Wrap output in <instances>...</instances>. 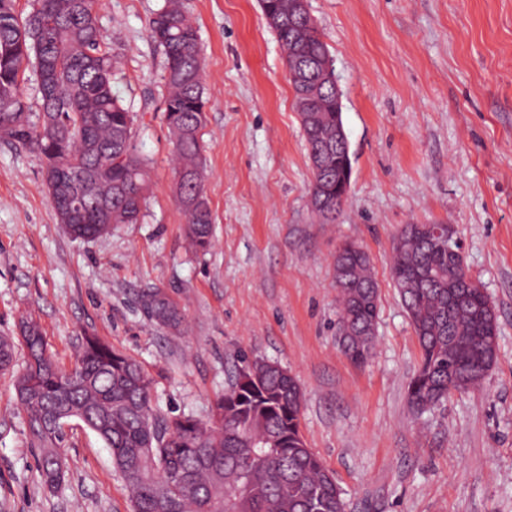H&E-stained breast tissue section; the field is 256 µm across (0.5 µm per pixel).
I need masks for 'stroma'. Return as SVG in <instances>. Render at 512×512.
<instances>
[{"mask_svg": "<svg viewBox=\"0 0 512 512\" xmlns=\"http://www.w3.org/2000/svg\"><path fill=\"white\" fill-rule=\"evenodd\" d=\"M200 35L210 247L196 249L175 191L163 114L164 56L149 21L164 0H98L119 64L113 89L138 111L152 161L143 216L83 240L56 218L30 147L0 141V336L23 318L72 367L93 334L155 380L164 416L208 419L242 359L299 381L301 429L344 492L345 512H512V0H309L334 58L352 159L335 222L309 206L312 171L287 67L259 0H181ZM448 224L496 306L498 355L475 391L414 415L421 349L393 284L404 225ZM370 255L376 344L356 365L336 341L334 260ZM179 307L173 331L141 297ZM67 476L41 480L14 376L0 372V512H131L98 436L70 423Z\"/></svg>", "mask_w": 512, "mask_h": 512, "instance_id": "1", "label": "stroma"}]
</instances>
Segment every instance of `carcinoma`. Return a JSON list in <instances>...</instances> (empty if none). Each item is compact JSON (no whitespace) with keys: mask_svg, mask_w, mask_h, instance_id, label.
I'll list each match as a JSON object with an SVG mask.
<instances>
[{"mask_svg":"<svg viewBox=\"0 0 512 512\" xmlns=\"http://www.w3.org/2000/svg\"><path fill=\"white\" fill-rule=\"evenodd\" d=\"M264 16L285 57H316L326 45L316 28L291 31L277 22L286 0H262ZM162 47L167 94L163 112L175 149L176 193L191 242L206 249L212 216L204 197L199 132L207 104L198 30L166 0L149 23ZM35 63L40 111L31 112L21 85ZM115 59L101 31L96 0H32L19 20L15 0H0V139L32 147L45 159L44 182L59 223L75 238L95 239L114 224H136L149 188L150 158L137 138L138 114L114 93ZM315 120L303 126L318 150L311 162V204L336 199V106L323 93L308 102ZM80 204L70 214L60 191ZM431 224H407L393 243L392 278L421 349L407 386L422 415L451 391L478 387L497 358L495 307L479 287L468 301L458 292V260ZM341 246L347 275L336 278L343 353L361 365L372 356L379 317L378 286L369 254ZM143 305L159 325L177 328L178 307L153 291ZM25 365L15 376L30 443L51 489L65 479L58 448L61 423H83L110 449L131 493L132 512H345L334 474L308 448L300 430L304 394L288 370L255 358L236 369L207 421L191 413L163 417L154 408L153 379L134 359L96 336H85L75 366H60L39 327L25 320L20 335L0 336V370Z\"/></svg>","mask_w":512,"mask_h":512,"instance_id":"1","label":"carcinoma"}]
</instances>
